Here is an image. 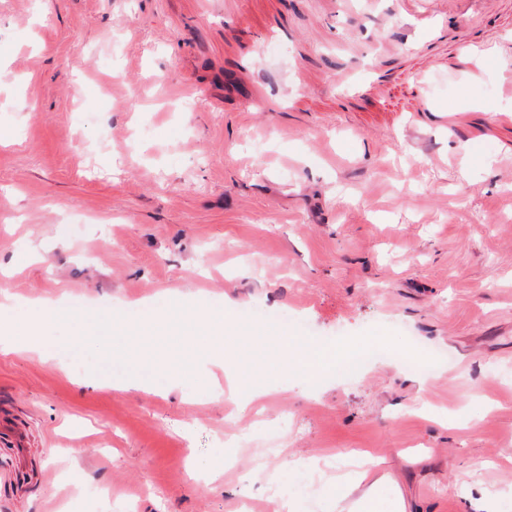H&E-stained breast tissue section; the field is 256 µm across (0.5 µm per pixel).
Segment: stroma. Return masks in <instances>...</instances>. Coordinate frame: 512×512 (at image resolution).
Listing matches in <instances>:
<instances>
[{
    "label": "stroma",
    "mask_w": 512,
    "mask_h": 512,
    "mask_svg": "<svg viewBox=\"0 0 512 512\" xmlns=\"http://www.w3.org/2000/svg\"><path fill=\"white\" fill-rule=\"evenodd\" d=\"M0 68V304L238 318L161 391L207 337L0 350V512L512 502V0H0ZM382 328L425 362L256 370ZM133 370L127 377L112 384L118 390L145 389L150 378L159 370L151 361L143 360L133 363ZM226 376L231 380L232 386L230 387L231 397L242 407L249 405L256 397L251 386L239 379L234 375L231 365L224 366Z\"/></svg>",
    "instance_id": "obj_1"
}]
</instances>
